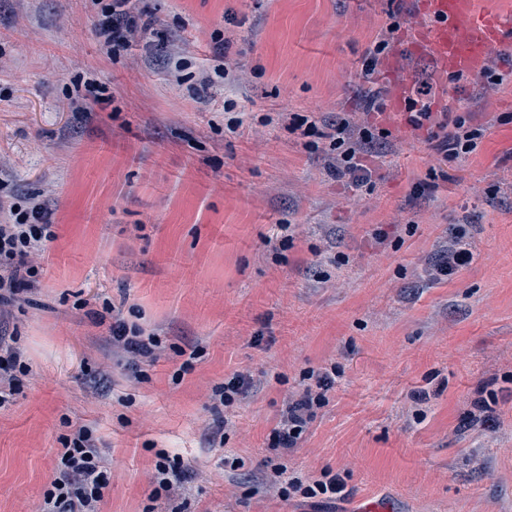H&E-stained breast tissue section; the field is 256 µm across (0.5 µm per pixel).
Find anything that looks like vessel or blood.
<instances>
[{"instance_id": "obj_1", "label": "vessel or blood", "mask_w": 512, "mask_h": 512, "mask_svg": "<svg viewBox=\"0 0 512 512\" xmlns=\"http://www.w3.org/2000/svg\"><path fill=\"white\" fill-rule=\"evenodd\" d=\"M416 17L403 46L449 73H475L499 48L512 43V22L469 10L466 0H412Z\"/></svg>"}]
</instances>
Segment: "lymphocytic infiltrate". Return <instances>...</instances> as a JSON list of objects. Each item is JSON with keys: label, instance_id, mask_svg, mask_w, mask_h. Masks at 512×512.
<instances>
[{"label": "lymphocytic infiltrate", "instance_id": "1", "mask_svg": "<svg viewBox=\"0 0 512 512\" xmlns=\"http://www.w3.org/2000/svg\"><path fill=\"white\" fill-rule=\"evenodd\" d=\"M107 12L111 24L102 26L100 34L105 42L119 47L135 32L142 19L134 0H108ZM415 126L431 124L442 134L440 143L443 161H462L481 144L485 129L472 124L470 118L441 113L433 117L428 110H420L413 118ZM386 129L365 126L352 131L349 121H341L330 132V145L340 159L344 174L349 175L355 187L368 184L371 174L362 164L361 155L376 139L388 137ZM56 232L39 203H31L26 212L9 207L0 221V303L17 298L26 288H35L39 269L32 258L44 251L45 244L54 240ZM112 341L129 352L145 358L154 357L161 341L145 333L138 326L128 324L121 314H113ZM316 391H305L296 405L289 407L273 429L276 447L293 448L312 421L323 401V391L333 381L326 376L316 379ZM63 450L58 469L43 497L40 512H100L111 483V473L98 449L97 438L91 427L82 425L72 436L63 438Z\"/></svg>", "mask_w": 512, "mask_h": 512}]
</instances>
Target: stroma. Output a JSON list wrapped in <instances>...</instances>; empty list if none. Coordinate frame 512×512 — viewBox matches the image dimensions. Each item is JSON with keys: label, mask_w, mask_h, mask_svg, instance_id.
I'll return each mask as SVG.
<instances>
[{"label": "stroma", "mask_w": 512, "mask_h": 512, "mask_svg": "<svg viewBox=\"0 0 512 512\" xmlns=\"http://www.w3.org/2000/svg\"><path fill=\"white\" fill-rule=\"evenodd\" d=\"M108 52L100 0H0V202L44 203L39 286L0 307L31 372L0 407V512H35L61 436L93 426L102 512H512V84L434 70L393 39L405 0H140ZM406 98L487 133L431 178L438 142ZM314 113L387 129L354 188L289 126ZM470 266L434 280L454 229ZM158 334L132 362L113 311ZM199 348L174 380L178 349ZM335 374L297 447L270 433ZM249 375L244 399L213 390ZM228 418L215 432L216 418ZM179 491L155 494L158 452ZM347 495L281 498L272 467Z\"/></svg>", "instance_id": "obj_1"}]
</instances>
